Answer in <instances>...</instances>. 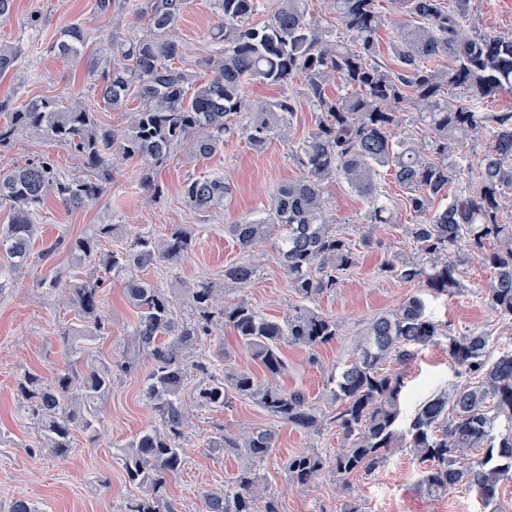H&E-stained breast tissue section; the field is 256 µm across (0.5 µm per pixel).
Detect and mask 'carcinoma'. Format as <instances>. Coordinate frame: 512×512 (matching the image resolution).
<instances>
[{
	"label": "carcinoma",
	"instance_id": "cac0c4a2",
	"mask_svg": "<svg viewBox=\"0 0 512 512\" xmlns=\"http://www.w3.org/2000/svg\"><path fill=\"white\" fill-rule=\"evenodd\" d=\"M215 2L220 14L210 32L215 54L206 60L208 77L201 80L184 68V45L177 35L186 0H141L136 15L146 33L109 42L89 57L81 24L59 33L51 50L86 58L99 102L129 111L123 129L100 125L95 107L80 99L0 100V150L28 133L72 151L86 170L69 176L42 156L0 172V207L11 213L9 223L0 225V259L13 272L29 264L45 202L55 198L69 211L90 207L107 192L121 161H140L146 185L150 171L181 146L209 159L235 136L258 153L278 138L293 143L291 155L302 172L277 188L264 217L227 225L245 253L279 233L280 264L289 288L304 300L281 320L263 316L244 300L218 304V288L210 281L193 290L188 312H178L173 298L144 272L161 263L176 265L192 250L193 235L179 224L160 239L138 233L125 250L104 255L99 245L116 235L118 224H95L86 235L45 243L41 258L48 261L65 251L100 265L123 283L136 309L131 340L152 363L143 397L155 421L129 441L119 460L128 480L152 487L153 494L130 502L127 512H179L159 491L186 464L181 441L191 370L198 374L192 399L199 408H221L244 398L309 434L322 429L323 417L306 393L285 390L277 380L287 371L284 347L315 351L336 340V321L309 303L333 291L339 275L357 264L354 244L337 233L323 196L328 181L342 182L370 200V223L377 228L394 223L390 208L380 202L378 177L386 169L405 192V206L422 221L403 227L414 255L389 260L382 271L433 292L459 289L460 259L453 251L464 250L491 274L483 293L488 308L512 320V224L504 206L512 190V112L483 111L490 98L512 94V38L470 24L471 0H396L406 21L389 45L386 64L379 60L381 0H331L345 41L321 18L310 16L308 0H278L262 24L253 21L261 0ZM442 56L448 65L438 64ZM21 57L20 46L0 44V76L14 70ZM297 78L304 82L313 123L294 141L292 119L300 99L286 89ZM252 81L276 87L280 95L256 103L245 91ZM455 91L464 99L453 97ZM409 113L425 130L419 138L400 135ZM480 140L486 144L480 163L463 168L465 144ZM182 193L191 208L209 212L224 203L229 187L214 173L187 179ZM257 272L252 262L235 263L224 269V282L246 285ZM102 285L97 278L61 271L47 283L49 294L66 292L92 325L89 336H64L72 356L105 330ZM219 326L232 331L267 381L246 368L220 367L229 361L223 348L217 363L192 360L195 347ZM437 335L419 295L367 323L356 356L329 380L336 403L333 422L345 447L328 462L313 450L291 455L292 483L306 485L326 467L344 479L369 472L406 438L424 466L422 484L430 493L464 485L476 489L486 505L498 498L500 487L512 481V346L493 351L490 336L478 331L448 337V360L465 372L466 381L433 395L419 406L408 429H399L402 381L384 365L411 360ZM18 388L37 418L42 444L65 458L73 432L94 426L96 406L112 390V369L81 371L71 358L50 381L26 373ZM276 442V432L263 427L244 434L225 429L213 438L209 447L233 448L245 464L233 477L232 490L206 495L205 512H282L275 495L257 507L260 467ZM471 454L479 459L468 460Z\"/></svg>",
	"mask_w": 512,
	"mask_h": 512
}]
</instances>
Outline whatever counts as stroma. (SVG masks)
I'll return each instance as SVG.
<instances>
[{
	"instance_id": "stroma-1",
	"label": "stroma",
	"mask_w": 512,
	"mask_h": 512,
	"mask_svg": "<svg viewBox=\"0 0 512 512\" xmlns=\"http://www.w3.org/2000/svg\"><path fill=\"white\" fill-rule=\"evenodd\" d=\"M472 5L482 29L512 37V0H472ZM217 21L214 0H188L178 33L185 45L184 64L194 76L207 74L204 63L211 50L209 33ZM73 22L83 24L92 50L146 31L140 20L122 9L112 17H99L94 0H16L11 19L0 24V42L22 45L26 53L13 71L0 77L1 100L36 95L95 97L84 62L58 57L50 49L57 32ZM289 153V145L277 139L265 152L256 153L234 138L225 141L223 149L208 160L183 148L156 168L149 188L142 184L141 164L127 162L114 173L107 192L93 207L69 211L56 201H47L37 219L34 247L42 249L46 240L60 235H82L95 224H122L127 231L157 238L179 224L194 235L192 251L177 265H162L147 273L175 299L178 309L188 307L193 288L206 279L220 288L224 302L245 300L268 317H284L298 299L288 286L273 242L259 248L261 262L254 281L242 287L228 285L225 266L245 261L247 255L224 227L264 216L278 185L299 175ZM42 155L55 160L67 175L83 172L79 157L29 134L19 135L9 150L0 152V170ZM213 173L223 174L231 192L220 208L202 214L186 204L181 187L186 179ZM380 186L397 224L375 231L367 220L371 206L364 198L345 184H325L324 196L336 228L357 244L358 262L340 277L335 291L315 303L319 312L336 321V340L314 352L298 347L284 350L288 369L281 385L304 391L328 418L335 412L326 391L329 376L351 359L367 323L396 310L410 295L423 294L426 313L440 325L442 334L421 347L409 364L387 367L389 373L403 378V420H410L425 399L459 381L448 361L449 337L479 329L493 340L512 343V321L495 316L481 301L490 273L477 259L464 256L462 288L455 294H426L421 285L382 272V265L394 254L413 255L402 227L414 223L416 217L406 209L399 186L386 177L381 178ZM366 236L373 240L368 248L361 244ZM58 270L83 278L93 267L62 252L51 261L32 262L22 272L0 273V512H9L18 497L32 502L37 512H125L126 503L140 496L143 488L129 482L117 454L154 420L143 398L151 367L147 358H139L136 369L115 378L111 392L98 404L95 429L75 430L72 452L63 459L39 447L37 421L16 390L24 373L51 378L67 359L64 334L84 326L72 304L61 296L49 298L40 286L43 278ZM103 300L110 328L106 335L88 342L80 360L86 368L110 367L122 359L136 320L120 282L106 280ZM218 423L235 433L254 427L276 430L277 444L260 468L261 487L278 496L282 512H345L351 506L359 512H512V482L503 485L498 500L488 506L476 491L462 487L430 496L421 483L418 461L403 446L394 449L375 470L358 473L348 481L339 480L327 469L311 485H294L288 480L289 456L310 448L331 458L343 445L340 431L328 422L318 434L309 435L241 399L221 409L192 408L182 441L187 463L166 484V495L177 502L180 512H204V495L229 488L243 463L232 449L210 447Z\"/></svg>"
}]
</instances>
